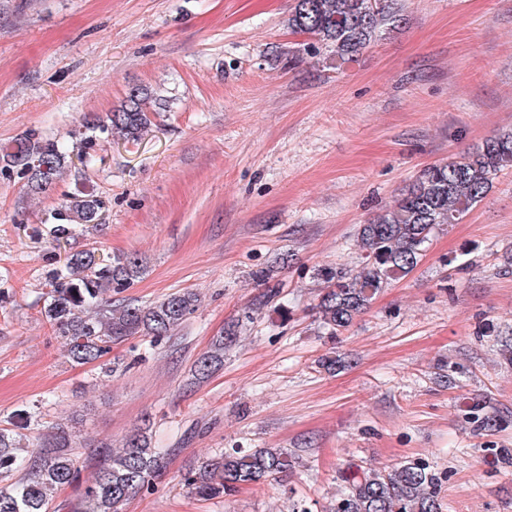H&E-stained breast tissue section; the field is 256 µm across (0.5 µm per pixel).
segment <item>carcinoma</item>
<instances>
[{"label": "carcinoma", "instance_id": "cac0c4a2", "mask_svg": "<svg viewBox=\"0 0 512 512\" xmlns=\"http://www.w3.org/2000/svg\"><path fill=\"white\" fill-rule=\"evenodd\" d=\"M405 21L400 0H294L289 18L294 32L311 38L300 52L315 58L326 51L338 68ZM163 102L150 87L130 88L112 111L82 117L70 149L36 133L0 144V174L26 180L34 193L52 187L70 171L78 177L95 161L92 150L100 138L142 140ZM511 167L512 130H505L459 157L423 169L392 205L362 225L358 237L362 261L357 268L317 269L324 287L313 310L327 334L347 330L382 289L410 274L437 230L459 223L485 199L497 175ZM103 208V200L90 186L66 195L53 212L55 241L95 222ZM143 271L142 260L134 253L113 257L96 250L67 253L64 266L50 275L52 290L45 314L69 360L79 365L96 362L112 346L134 336L156 344L197 311L200 295L192 290L166 294L145 306L112 305L108 292L130 286ZM254 279L265 291L252 303V315L280 295V283H271L269 270L255 271ZM238 331L239 325L231 323L212 341L195 361V379L207 378L224 363V351L235 344ZM19 448L11 430L1 427L0 480L14 481L0 486V512H49L54 494L69 486L79 488V507L74 512H118L119 504L151 489L167 468L166 453L153 446L148 424L135 428L115 450L99 446L82 454L76 435L66 426L44 435L28 456ZM296 464L297 458L285 448H233L201 462L184 481L195 496L208 500L286 477ZM85 468L91 469V479L82 485ZM338 480L341 491L331 512L442 509L440 478L421 460L405 461L390 470L350 463L339 471Z\"/></svg>", "mask_w": 512, "mask_h": 512}]
</instances>
